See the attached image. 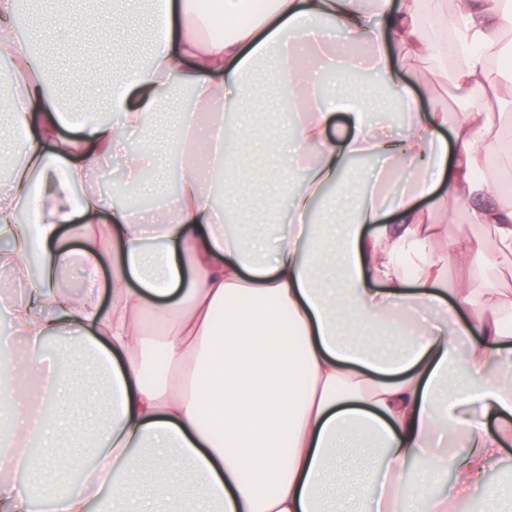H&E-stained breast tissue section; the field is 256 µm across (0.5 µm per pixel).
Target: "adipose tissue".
<instances>
[{
    "mask_svg": "<svg viewBox=\"0 0 512 512\" xmlns=\"http://www.w3.org/2000/svg\"><path fill=\"white\" fill-rule=\"evenodd\" d=\"M165 35L146 66L108 76L110 114L64 108L17 33L18 0H0V58L10 59L9 114L1 130L19 160L0 182V413L13 449L0 460L24 473L0 484V512H31V487L49 512H182L173 480L204 492V512H484L512 500L505 464L512 421V294L488 271L512 255V199L477 173L479 152L512 168V146L491 139V101L512 98V76L489 52L512 30V7L489 0H274L229 38L187 0H161ZM347 34L348 42L332 39ZM433 61L468 100L456 123L419 110L402 55ZM272 61L296 105L280 140L302 178L286 201L274 249L228 232L256 176L243 145L269 139L244 114L260 64ZM189 89L194 106L175 124L179 177L151 210L114 203L102 160L118 155L138 181L153 152L149 117ZM408 119L394 134L375 89ZM350 135L331 137L335 113ZM451 126V138L441 129ZM380 161L351 192L352 159ZM442 189L487 227L495 251L466 242L430 248L434 226L419 198ZM81 240L72 249L69 239ZM112 256L110 305L97 286ZM456 263L459 281L445 270ZM80 292L62 290L72 264ZM30 283L27 297L11 289ZM163 326L158 338L145 320ZM73 340L106 380L105 423L86 422L94 458L79 482L68 453L72 397L82 361L44 352ZM25 341L28 354L15 345ZM476 408L465 416L464 408ZM40 447L23 450L22 440ZM147 501L134 504L139 483Z\"/></svg>",
    "mask_w": 512,
    "mask_h": 512,
    "instance_id": "obj_1",
    "label": "adipose tissue"
}]
</instances>
